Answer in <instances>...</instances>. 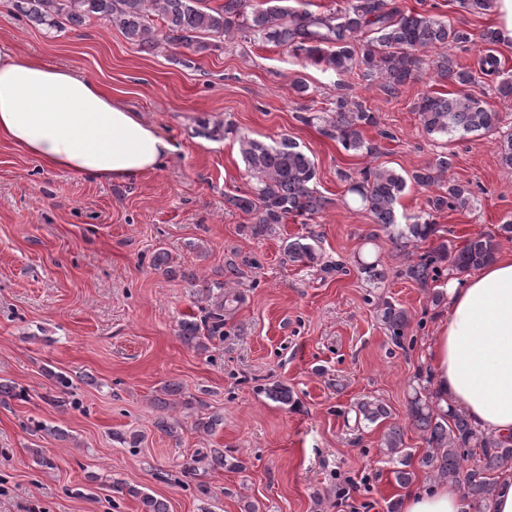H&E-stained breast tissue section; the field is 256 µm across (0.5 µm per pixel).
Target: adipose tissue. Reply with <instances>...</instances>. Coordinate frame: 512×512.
<instances>
[{"instance_id": "ef3b65f1", "label": "adipose tissue", "mask_w": 512, "mask_h": 512, "mask_svg": "<svg viewBox=\"0 0 512 512\" xmlns=\"http://www.w3.org/2000/svg\"><path fill=\"white\" fill-rule=\"evenodd\" d=\"M45 167L124 182L156 170L171 149L151 123L104 86L0 41V141ZM446 313L427 347L433 394L480 430L512 434V253L449 281ZM459 488L439 480L406 490L400 512H465Z\"/></svg>"}]
</instances>
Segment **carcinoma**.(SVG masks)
I'll return each mask as SVG.
<instances>
[{
    "mask_svg": "<svg viewBox=\"0 0 512 512\" xmlns=\"http://www.w3.org/2000/svg\"><path fill=\"white\" fill-rule=\"evenodd\" d=\"M13 11L28 21L61 31L96 17L117 27L140 51L154 54L172 46L195 52L224 49V43L241 40L261 41L284 47L295 58L335 73L357 72L365 80H379L389 94L414 82L423 70L431 69L437 78L458 86L454 92L421 97L417 105L419 121L425 132L443 143L457 133L493 131L500 123L498 112L486 106L483 92L476 91V74L497 84L499 97L512 100V72L501 66L491 51L478 62L479 72L460 66L445 53L430 58L429 52L448 46H465L474 42L473 34L451 21L438 20L420 13H405L395 0H348L336 13L313 14L290 5L291 0H224L216 9L202 6L204 0H9ZM166 26L160 31L153 17ZM296 119L306 125L320 121L322 135L337 141L347 152L377 154V147L364 140L362 128L378 124L364 102L342 94L328 115L318 117L300 108ZM239 154L252 182L251 191L226 198V203L251 216L255 236L271 234L276 226L290 217L311 220L327 204L316 189L315 164L292 140L284 137L270 144L261 139L240 135ZM448 154L438 156L432 167L412 174L422 188L434 185L441 192L428 200L429 211L406 216L400 214L399 200L407 187L406 178L390 167H364L354 178L339 172L349 183L351 205L367 212L373 223L389 233L390 241L406 256L399 276L427 288L429 284L455 273L478 269L494 259L496 245L492 239L479 236L459 248H448L441 242L414 257L407 247L414 241H426L436 233L432 214L468 207L475 198L474 189L443 176L450 170ZM319 237L311 234L286 242L288 261L305 266L317 262ZM359 272L372 282L385 279L379 262L358 261ZM381 322L393 344L403 347L408 313L390 300L376 305ZM184 344L207 350V342L224 337V303L197 321L184 319L179 324ZM356 418L375 424L388 417L387 409L377 401H362ZM410 418L422 433L429 448L420 464L438 479H446L463 487V496L475 512H484L493 500L496 478L493 474L512 467V435L496 437L478 430L465 413L452 408L441 411L421 393L411 402ZM403 429L388 428L383 440L389 459H398L401 468L394 471L398 484L412 481L406 470L412 454L403 448ZM211 467H240L228 463L224 449L212 448L203 456ZM112 492L127 493L140 499L141 512H169L165 501L121 482L112 484Z\"/></svg>",
    "mask_w": 512,
    "mask_h": 512,
    "instance_id": "carcinoma-1",
    "label": "carcinoma"
}]
</instances>
